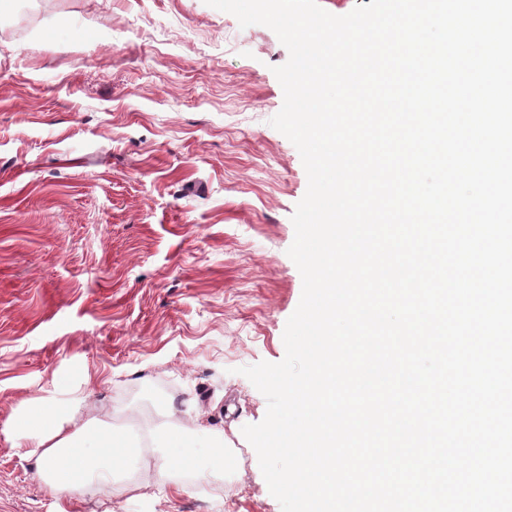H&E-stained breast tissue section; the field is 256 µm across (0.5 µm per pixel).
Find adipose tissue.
Returning a JSON list of instances; mask_svg holds the SVG:
<instances>
[{"label": "adipose tissue", "mask_w": 512, "mask_h": 512, "mask_svg": "<svg viewBox=\"0 0 512 512\" xmlns=\"http://www.w3.org/2000/svg\"><path fill=\"white\" fill-rule=\"evenodd\" d=\"M74 386L54 381L44 396L9 418L5 431L25 459L35 460L38 475L57 497L107 490L137 464V438L125 431L96 430L97 413ZM162 454L156 466L157 482H164L169 460L176 457L202 477L224 465V444L215 442L207 455L197 453L193 430L181 424L162 425L152 433Z\"/></svg>", "instance_id": "obj_1"}]
</instances>
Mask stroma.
<instances>
[{
	"instance_id": "obj_1",
	"label": "stroma",
	"mask_w": 512,
	"mask_h": 512,
	"mask_svg": "<svg viewBox=\"0 0 512 512\" xmlns=\"http://www.w3.org/2000/svg\"><path fill=\"white\" fill-rule=\"evenodd\" d=\"M288 57L205 0L0 7V424L87 370L102 426L199 409L230 462L166 497L68 500L0 435V512H281L242 434L267 401L239 370L284 358L302 295L308 180L270 124Z\"/></svg>"
}]
</instances>
